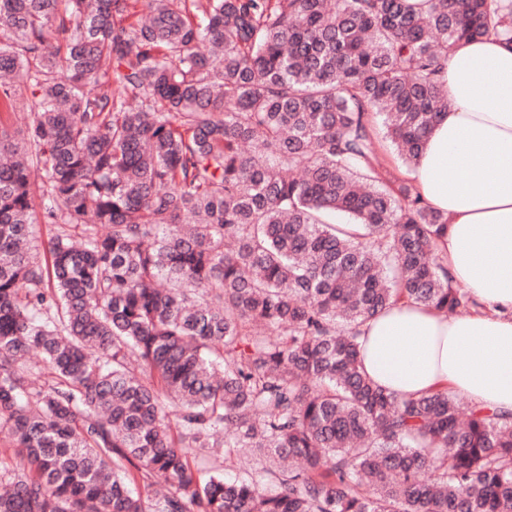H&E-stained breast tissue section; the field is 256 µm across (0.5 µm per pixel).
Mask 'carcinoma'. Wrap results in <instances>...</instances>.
Listing matches in <instances>:
<instances>
[{"mask_svg":"<svg viewBox=\"0 0 512 512\" xmlns=\"http://www.w3.org/2000/svg\"><path fill=\"white\" fill-rule=\"evenodd\" d=\"M491 34L512 4L0 0V112L36 108L0 119V512H512V421L376 386L359 343L477 307L375 124L416 165Z\"/></svg>","mask_w":512,"mask_h":512,"instance_id":"cac0c4a2","label":"carcinoma"}]
</instances>
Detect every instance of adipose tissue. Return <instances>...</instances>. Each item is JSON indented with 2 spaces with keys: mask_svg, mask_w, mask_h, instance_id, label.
Here are the masks:
<instances>
[{
  "mask_svg": "<svg viewBox=\"0 0 512 512\" xmlns=\"http://www.w3.org/2000/svg\"><path fill=\"white\" fill-rule=\"evenodd\" d=\"M444 77L450 107L409 178L448 220L444 265L480 303L445 317L398 303L371 317L360 344L366 374L412 397L438 387L512 413V43H460Z\"/></svg>",
  "mask_w": 512,
  "mask_h": 512,
  "instance_id": "adipose-tissue-1",
  "label": "adipose tissue"
}]
</instances>
